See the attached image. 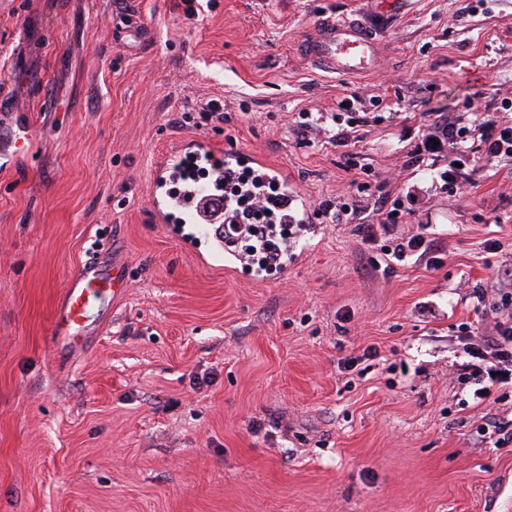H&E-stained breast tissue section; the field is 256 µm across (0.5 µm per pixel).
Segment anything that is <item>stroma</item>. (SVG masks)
Segmentation results:
<instances>
[{
  "mask_svg": "<svg viewBox=\"0 0 512 512\" xmlns=\"http://www.w3.org/2000/svg\"><path fill=\"white\" fill-rule=\"evenodd\" d=\"M116 2L0 0V512H512V447L478 441L456 379L490 323L476 304L512 281V158L475 122L512 126V0L365 16L384 51L352 77L296 41L363 0H194L192 19L130 0L140 36ZM448 122L466 143L429 154ZM190 140L256 155L311 205L284 273L153 222V172ZM340 194L361 222L314 212ZM394 207L437 259L362 250L360 223ZM92 257L127 291L57 350Z\"/></svg>",
  "mask_w": 512,
  "mask_h": 512,
  "instance_id": "1",
  "label": "stroma"
}]
</instances>
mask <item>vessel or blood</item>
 Segmentation results:
<instances>
[{
	"label": "vessel or blood",
	"mask_w": 512,
	"mask_h": 512,
	"mask_svg": "<svg viewBox=\"0 0 512 512\" xmlns=\"http://www.w3.org/2000/svg\"><path fill=\"white\" fill-rule=\"evenodd\" d=\"M297 50L302 59L325 71L351 76L374 71L381 55V43L366 26L355 20L333 16L320 18L301 36ZM251 167L264 178L284 180L282 171L265 165L262 160L246 153H228L215 160L216 171ZM174 174L173 167L160 165L154 176L153 212L162 223H170L173 209H181L186 222L213 224L217 218L210 214L208 203L215 194L212 183L198 182L180 197L170 198L162 189ZM119 272L99 263H84L72 276L53 313L51 336L55 345H64L67 339L82 335L90 316L101 305L100 284L115 285Z\"/></svg>",
	"instance_id": "b4317fda"
}]
</instances>
